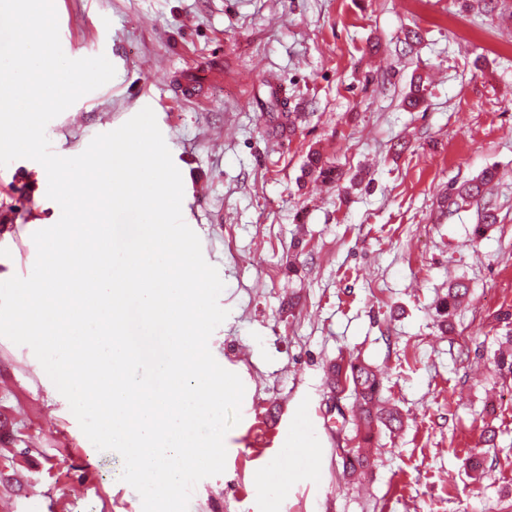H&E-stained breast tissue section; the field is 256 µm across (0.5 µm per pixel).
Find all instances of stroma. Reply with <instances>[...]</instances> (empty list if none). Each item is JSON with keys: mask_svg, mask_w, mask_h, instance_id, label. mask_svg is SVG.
<instances>
[{"mask_svg": "<svg viewBox=\"0 0 512 512\" xmlns=\"http://www.w3.org/2000/svg\"><path fill=\"white\" fill-rule=\"evenodd\" d=\"M57 14L66 56L106 55L116 75L49 122L53 152L79 155L151 107L183 219L225 284L209 348L245 386L242 420L189 512H512V375L494 361L512 334L498 319L512 311V0H58ZM416 79L428 95L412 109ZM273 99L301 113L293 135L270 133ZM313 149L340 181L303 178ZM488 167L499 221L477 236V205L438 204ZM46 191L38 162L0 167V281L30 275L34 223L59 220ZM455 279L470 293L445 332ZM339 358L380 370L404 415L355 480L341 454L353 400L326 379ZM303 413L313 449L281 456ZM0 465L24 485L0 489L8 512H142L120 455L94 447L32 349L4 337Z\"/></svg>", "mask_w": 512, "mask_h": 512, "instance_id": "35a3bbf8", "label": "stroma"}]
</instances>
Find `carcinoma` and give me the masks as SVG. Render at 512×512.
<instances>
[{
	"label": "carcinoma",
	"instance_id": "carcinoma-1",
	"mask_svg": "<svg viewBox=\"0 0 512 512\" xmlns=\"http://www.w3.org/2000/svg\"><path fill=\"white\" fill-rule=\"evenodd\" d=\"M303 171L310 177L329 182L341 178V173L318 152L307 156ZM495 176L494 169L486 168L475 178L459 186H450L444 202L458 209L464 204L483 199L487 185ZM469 291V285L464 282H457L448 288V297L442 303L445 321H450L455 308L467 297ZM329 380L332 392L336 395L342 396L349 392L354 398L353 417L361 444L344 449V467L349 475L359 476L372 465L371 455L364 445L370 443L375 430L384 427L392 433L398 432L404 426L403 417L397 409L382 401V380L370 364L359 360L340 361L329 368Z\"/></svg>",
	"mask_w": 512,
	"mask_h": 512
}]
</instances>
